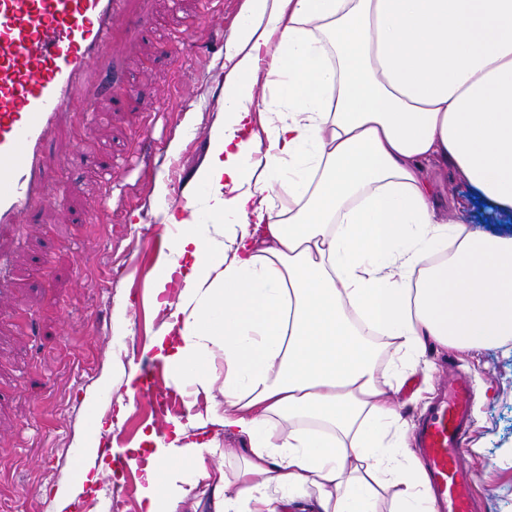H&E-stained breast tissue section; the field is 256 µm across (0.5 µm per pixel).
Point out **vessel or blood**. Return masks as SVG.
Listing matches in <instances>:
<instances>
[{
  "label": "vessel or blood",
  "mask_w": 512,
  "mask_h": 512,
  "mask_svg": "<svg viewBox=\"0 0 512 512\" xmlns=\"http://www.w3.org/2000/svg\"><path fill=\"white\" fill-rule=\"evenodd\" d=\"M128 0H0V232L45 199L54 165L48 144L82 99L92 69L120 53L114 24ZM470 376L449 365L443 391L414 424L413 445L436 512H474Z\"/></svg>",
  "instance_id": "1"
}]
</instances>
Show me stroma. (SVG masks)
I'll use <instances>...</instances> for the list:
<instances>
[{
  "instance_id": "1",
  "label": "stroma",
  "mask_w": 512,
  "mask_h": 512,
  "mask_svg": "<svg viewBox=\"0 0 512 512\" xmlns=\"http://www.w3.org/2000/svg\"><path fill=\"white\" fill-rule=\"evenodd\" d=\"M243 0H133L150 17L139 35L119 26L125 47L115 81L132 94L82 101L53 135L64 158L46 191L0 247L11 273L0 281V512H53V493L70 481L68 459L87 438L89 461L120 452L140 435L167 433L186 406L167 369L158 372L166 407L128 396L130 369L156 350L147 343L164 315L149 297L168 246L158 235L168 208L190 197L210 135L224 118V55ZM222 14L225 32L210 18ZM111 182H104V172ZM450 218L496 234L512 232V210L469 185L441 179ZM125 346L114 350L112 338ZM455 358L474 378V427L467 453L484 512H512V347L429 346L391 402L414 421ZM107 393L98 411L111 430L92 433L88 396ZM141 470L100 475L72 512H142Z\"/></svg>"
}]
</instances>
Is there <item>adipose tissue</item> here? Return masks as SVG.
<instances>
[{
    "instance_id": "adipose-tissue-1",
    "label": "adipose tissue",
    "mask_w": 512,
    "mask_h": 512,
    "mask_svg": "<svg viewBox=\"0 0 512 512\" xmlns=\"http://www.w3.org/2000/svg\"><path fill=\"white\" fill-rule=\"evenodd\" d=\"M224 68L151 342L210 403L149 434L145 512H433L389 395L428 342L512 341V235L432 179L512 209V0H243ZM440 193L453 202L448 217L462 221L472 229L496 234H511L512 210L502 209L481 198L469 185L447 177L439 178Z\"/></svg>"
}]
</instances>
